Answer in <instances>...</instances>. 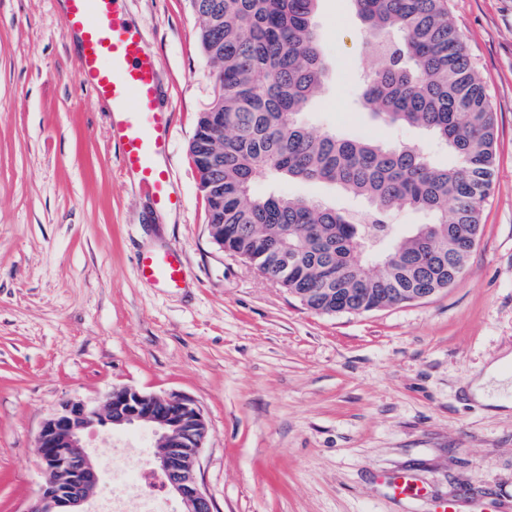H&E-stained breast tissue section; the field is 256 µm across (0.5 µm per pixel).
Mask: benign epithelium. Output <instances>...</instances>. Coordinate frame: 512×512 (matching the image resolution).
<instances>
[{
  "label": "benign epithelium",
  "mask_w": 512,
  "mask_h": 512,
  "mask_svg": "<svg viewBox=\"0 0 512 512\" xmlns=\"http://www.w3.org/2000/svg\"><path fill=\"white\" fill-rule=\"evenodd\" d=\"M106 424L151 432L158 447L155 466L178 500L180 512H213L196 474L208 432L200 407L189 397L129 387L109 392L101 408L66 398L43 422L37 446L44 483L25 512H90L87 505L99 482V466L84 449L83 438Z\"/></svg>",
  "instance_id": "7a95c632"
}]
</instances>
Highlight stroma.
<instances>
[{
    "mask_svg": "<svg viewBox=\"0 0 512 512\" xmlns=\"http://www.w3.org/2000/svg\"><path fill=\"white\" fill-rule=\"evenodd\" d=\"M497 114L482 238L461 277L428 299L364 313L309 310L211 237L190 154L213 94L189 0H128L162 61L174 113L167 160L180 204L164 223L121 168L107 103L79 82L58 0H0V512H25L43 475L36 435L62 399L131 387L193 399L208 423L198 481L214 512H512V414L466 394L470 375L512 352V0H449ZM329 77L302 116L315 132L428 150L424 131L360 112L372 65L350 0H320ZM179 249L178 289L138 259ZM99 465L90 501L112 490L111 458L150 469L137 429L86 440ZM412 472L425 498L382 475Z\"/></svg>",
    "mask_w": 512,
    "mask_h": 512,
    "instance_id": "1",
    "label": "stroma"
}]
</instances>
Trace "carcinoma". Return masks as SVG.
<instances>
[{"mask_svg":"<svg viewBox=\"0 0 512 512\" xmlns=\"http://www.w3.org/2000/svg\"><path fill=\"white\" fill-rule=\"evenodd\" d=\"M317 2L191 0L202 54L217 67L190 144L214 238L315 311H368L393 290L444 289L483 229L493 185L498 128L483 77L448 0H351L374 58L361 109L385 125L430 131L454 161L442 167L415 146L314 135L300 116L328 74ZM213 112L224 113L222 137ZM260 179L273 190L255 194ZM290 180L359 197L365 213L274 190ZM395 209L428 221L376 257L360 255L357 243L387 236Z\"/></svg>","mask_w":512,"mask_h":512,"instance_id":"1","label":"carcinoma"}]
</instances>
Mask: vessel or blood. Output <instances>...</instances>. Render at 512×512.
I'll return each mask as SVG.
<instances>
[{
  "mask_svg": "<svg viewBox=\"0 0 512 512\" xmlns=\"http://www.w3.org/2000/svg\"><path fill=\"white\" fill-rule=\"evenodd\" d=\"M126 0H65L73 30L82 34L80 81L112 105V140L121 167L137 175L141 192L161 210L177 200L170 190L165 164L171 113L159 102L158 56L145 50L141 33L127 15ZM141 275L164 288L185 282L182 254L171 248L144 255ZM388 487L397 497H420L425 488L409 474Z\"/></svg>",
  "mask_w": 512,
  "mask_h": 512,
  "instance_id": "obj_1",
  "label": "vessel or blood"
}]
</instances>
